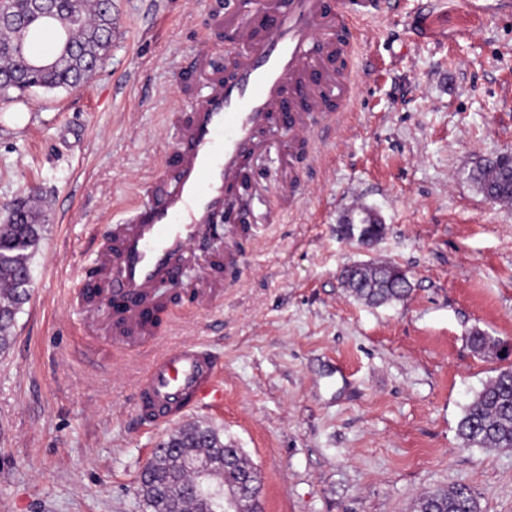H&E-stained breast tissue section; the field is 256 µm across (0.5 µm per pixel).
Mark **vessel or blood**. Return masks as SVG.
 <instances>
[{"label":"vessel or blood","instance_id":"1","mask_svg":"<svg viewBox=\"0 0 512 512\" xmlns=\"http://www.w3.org/2000/svg\"><path fill=\"white\" fill-rule=\"evenodd\" d=\"M380 0H245V13L260 12L262 27L241 22L247 46L232 83L198 101L190 122L172 144L169 166L148 185L147 202L107 225L110 242L96 264L107 294L87 309L98 319L114 301L113 323L140 343L155 342V309L146 298L158 285L178 280L195 248L210 233L211 218L226 212L234 231L246 203L241 175L259 134L287 129L293 143L310 139L317 114L348 81L326 59L354 38L353 21L378 9ZM217 354L205 343L185 341L151 356L136 386L137 410L149 424L170 428L217 400Z\"/></svg>","mask_w":512,"mask_h":512}]
</instances>
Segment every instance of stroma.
<instances>
[{"instance_id":"1","label":"stroma","mask_w":512,"mask_h":512,"mask_svg":"<svg viewBox=\"0 0 512 512\" xmlns=\"http://www.w3.org/2000/svg\"><path fill=\"white\" fill-rule=\"evenodd\" d=\"M236 0H112L118 33L79 88L0 100V205L35 202L32 293L0 353V512H146L139 474L165 429L142 424L145 364L73 301L96 234L147 198L178 118L223 77ZM349 114L315 130L290 166L288 136L253 161L254 226L234 237L240 275L205 310L170 307L158 347L193 339L222 358L224 401L192 421L243 449L263 512H413L467 486L512 512V449L464 446L465 406L512 365V209L473 179L512 152V0H391L357 24ZM306 196L281 206L289 173ZM367 207L385 232L341 238ZM392 263L407 300L371 307L344 267ZM500 339L479 353L468 336Z\"/></svg>"}]
</instances>
